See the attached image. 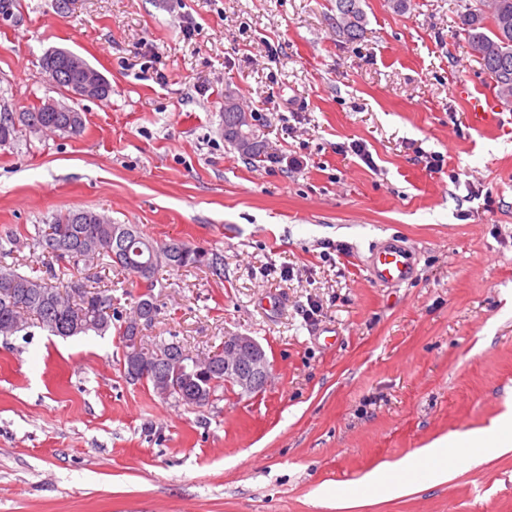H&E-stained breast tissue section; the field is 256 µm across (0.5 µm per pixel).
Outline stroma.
Wrapping results in <instances>:
<instances>
[{
	"instance_id": "35a3bbf8",
	"label": "stroma",
	"mask_w": 512,
	"mask_h": 512,
	"mask_svg": "<svg viewBox=\"0 0 512 512\" xmlns=\"http://www.w3.org/2000/svg\"><path fill=\"white\" fill-rule=\"evenodd\" d=\"M461 2L361 0L358 42L337 36L334 0H16L0 14V113L51 96L85 120L78 136L22 126L0 145V265L39 275L35 225L77 209L189 242L224 274L161 268L147 338L208 353L247 334L271 365L259 392L196 408L128 380L115 335L0 336V512H512L498 439L442 484L383 468L512 415V111L470 122L489 79ZM56 48L99 70L109 99L48 89ZM228 90L272 160L225 142ZM391 237L417 259L397 288L362 264ZM60 276L109 291L117 315L140 291L100 262Z\"/></svg>"
}]
</instances>
